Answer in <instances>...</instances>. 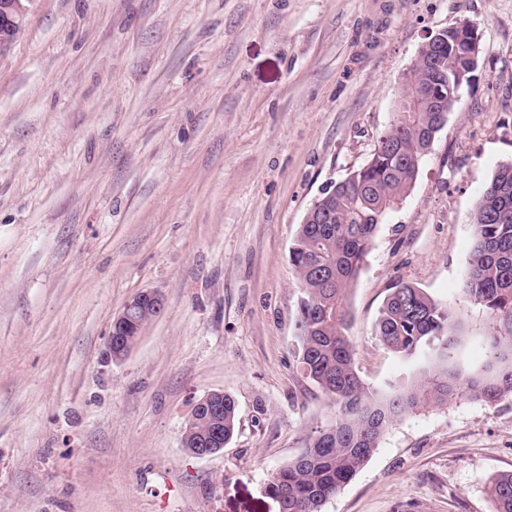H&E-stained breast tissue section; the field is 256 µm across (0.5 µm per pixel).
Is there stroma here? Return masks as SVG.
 Here are the masks:
<instances>
[{"instance_id":"stroma-1","label":"stroma","mask_w":512,"mask_h":512,"mask_svg":"<svg viewBox=\"0 0 512 512\" xmlns=\"http://www.w3.org/2000/svg\"><path fill=\"white\" fill-rule=\"evenodd\" d=\"M477 25L479 66L349 294L370 386L405 282L453 306L462 363L496 321L464 293L473 216L512 162V0H33L0 51V512H279L268 484L336 407L296 353L289 259L313 201L369 159L430 35ZM161 313L107 357L138 293ZM238 407L181 446L195 401ZM512 399L397 419L323 512H493ZM197 404L200 405L191 410L188 417L189 424L186 425V427L190 426L188 448L192 449L196 446L197 440L202 441L217 429L224 435L223 438H215L212 442L201 444L194 453H189L202 458L223 449L224 443L232 437L236 425L237 405L233 397L226 393L211 394L205 404L203 399ZM217 410H220L219 413Z\"/></svg>"}]
</instances>
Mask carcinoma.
Wrapping results in <instances>:
<instances>
[{
    "instance_id": "1",
    "label": "carcinoma",
    "mask_w": 512,
    "mask_h": 512,
    "mask_svg": "<svg viewBox=\"0 0 512 512\" xmlns=\"http://www.w3.org/2000/svg\"><path fill=\"white\" fill-rule=\"evenodd\" d=\"M466 61L453 46L444 51V71L453 75ZM440 74L417 66L406 76L407 92L418 97L379 136V152L323 201L326 219L299 225L290 262L300 297L295 323L298 363L305 376L336 405L335 421L316 431L305 448L270 480L282 512H322L325 503L370 458L384 433L402 415L441 405L458 395L485 402L512 398V162L498 166L479 199L473 243L465 271V293L498 323L485 337L486 360L474 370L460 365V322L448 303L400 282L391 288L376 324L377 336L418 369L371 387L359 376L347 335V299L392 204L406 195L427 155L423 134L438 113L424 93ZM237 405L214 393L189 415L188 448L220 430L229 440ZM495 512H512V472L489 485Z\"/></svg>"
}]
</instances>
